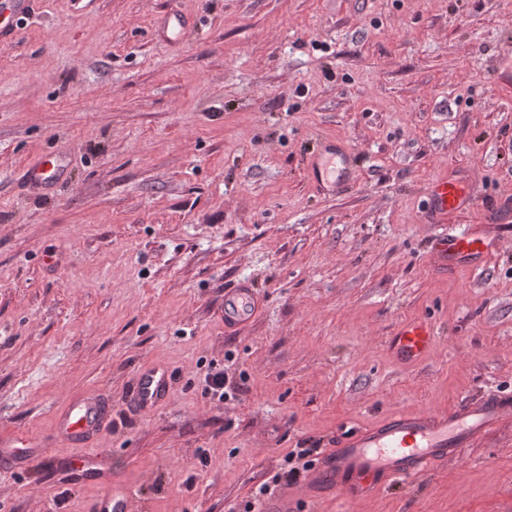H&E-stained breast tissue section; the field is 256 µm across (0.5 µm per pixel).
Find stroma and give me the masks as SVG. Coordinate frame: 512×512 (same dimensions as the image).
Segmentation results:
<instances>
[{"label":"stroma","instance_id":"1","mask_svg":"<svg viewBox=\"0 0 512 512\" xmlns=\"http://www.w3.org/2000/svg\"><path fill=\"white\" fill-rule=\"evenodd\" d=\"M170 9L179 44L153 29ZM509 42L512 0H35L0 46V436L99 393L94 445L133 512H243L263 485L299 512H512V419L363 501L303 483L341 430L512 394ZM325 138L356 154L341 193L306 176ZM51 151L59 182L25 192ZM459 178L477 205L428 221L431 183ZM472 224L493 255L435 271L433 239ZM242 278L267 306L228 335ZM419 318L434 344L400 363L391 335ZM153 364L169 399L128 410ZM214 367L245 394H205ZM84 452L0 477V512H93Z\"/></svg>","mask_w":512,"mask_h":512}]
</instances>
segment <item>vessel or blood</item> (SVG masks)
<instances>
[{
  "label": "vessel or blood",
  "mask_w": 512,
  "mask_h": 512,
  "mask_svg": "<svg viewBox=\"0 0 512 512\" xmlns=\"http://www.w3.org/2000/svg\"><path fill=\"white\" fill-rule=\"evenodd\" d=\"M33 8V0H0V43L11 42L16 26ZM155 26L169 41L177 43L187 34L185 19L176 12L159 15ZM56 153L40 156L26 168L29 183L40 185L53 180L60 168ZM307 174L316 186L329 185L337 191L354 182V154L336 142H323L320 152L307 164ZM429 210L437 217L472 208L476 203L471 186L464 181L439 180L429 188ZM496 246L484 226L462 234L436 237L431 246L435 267L447 271L464 260H486ZM265 299L255 286L239 280L224 291L220 315L225 333L238 332L256 320ZM435 330L431 322L416 319L402 322L394 331L391 347L405 363L426 356L433 345ZM171 377L167 368L154 366L137 374L128 402L137 410L156 407L167 399ZM106 407L100 398L88 396L70 401L54 417V445L82 440L95 431ZM512 416V397L490 393L476 400H465L455 408L438 413L401 411L380 422L350 429L337 436L335 443L318 458L306 488L309 499L328 490L347 501L375 495L395 479H411L459 457L495 430L504 418ZM42 445L15 434L0 440V471L22 469L38 454ZM133 493L121 485H109L95 505V512H130Z\"/></svg>",
  "instance_id": "1"
}]
</instances>
